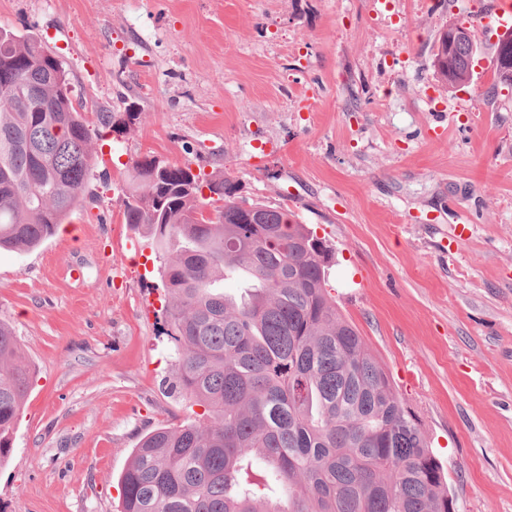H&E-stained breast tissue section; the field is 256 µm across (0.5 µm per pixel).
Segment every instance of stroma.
<instances>
[{
	"instance_id": "35a3bbf8",
	"label": "stroma",
	"mask_w": 512,
	"mask_h": 512,
	"mask_svg": "<svg viewBox=\"0 0 512 512\" xmlns=\"http://www.w3.org/2000/svg\"><path fill=\"white\" fill-rule=\"evenodd\" d=\"M490 0H0L83 102L95 177L29 252L0 250V321L36 380L0 512H120L147 432L186 418L152 241L124 222L154 157L233 176L333 252L327 289L419 418L458 512H512V87ZM471 27L472 82L432 67ZM135 110L122 135L99 110ZM466 26H448L439 37L436 45L435 57L436 63L445 68L448 65V60L454 57V52L457 45H460L466 40Z\"/></svg>"
}]
</instances>
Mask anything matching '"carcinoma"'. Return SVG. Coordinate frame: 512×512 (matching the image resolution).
<instances>
[{"label": "carcinoma", "instance_id": "cac0c4a2", "mask_svg": "<svg viewBox=\"0 0 512 512\" xmlns=\"http://www.w3.org/2000/svg\"><path fill=\"white\" fill-rule=\"evenodd\" d=\"M466 57L446 85L471 82ZM83 112L42 40L0 26V248L38 247L82 206L95 177ZM154 162L133 164L123 216L163 261L175 389L204 412L142 437L121 512H456L418 418L326 289L332 250L283 208L253 201L263 223L247 221L231 176ZM235 271L238 300L224 294ZM33 375L0 321V464ZM271 479L287 503L262 492Z\"/></svg>", "mask_w": 512, "mask_h": 512}]
</instances>
